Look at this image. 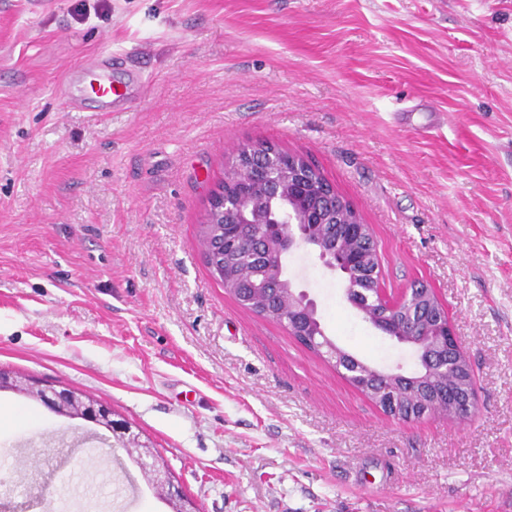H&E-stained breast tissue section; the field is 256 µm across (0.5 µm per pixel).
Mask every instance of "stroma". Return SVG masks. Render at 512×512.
I'll list each match as a JSON object with an SVG mask.
<instances>
[{"mask_svg":"<svg viewBox=\"0 0 512 512\" xmlns=\"http://www.w3.org/2000/svg\"><path fill=\"white\" fill-rule=\"evenodd\" d=\"M101 56L148 79L126 111L63 86ZM257 142L354 205L387 294L434 288L475 414L388 416L212 277L208 199ZM286 267L339 345L413 367ZM0 367L107 403L198 512H512V0H0ZM0 409L7 512H171L108 431Z\"/></svg>","mask_w":512,"mask_h":512,"instance_id":"obj_1","label":"stroma"}]
</instances>
